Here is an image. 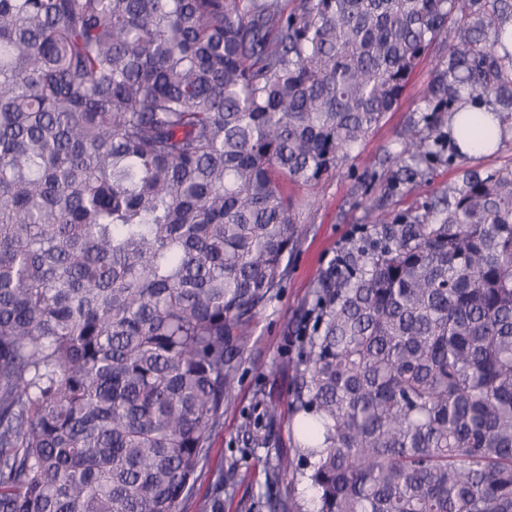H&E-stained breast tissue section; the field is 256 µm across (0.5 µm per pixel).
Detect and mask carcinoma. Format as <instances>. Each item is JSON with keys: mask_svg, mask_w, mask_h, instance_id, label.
Listing matches in <instances>:
<instances>
[{"mask_svg": "<svg viewBox=\"0 0 512 512\" xmlns=\"http://www.w3.org/2000/svg\"><path fill=\"white\" fill-rule=\"evenodd\" d=\"M0 0V512H179L246 329L336 172L446 42L418 174L512 115V0ZM318 285L288 406L316 512H512V169ZM277 478L284 454L265 461Z\"/></svg>", "mask_w": 512, "mask_h": 512, "instance_id": "1", "label": "carcinoma"}]
</instances>
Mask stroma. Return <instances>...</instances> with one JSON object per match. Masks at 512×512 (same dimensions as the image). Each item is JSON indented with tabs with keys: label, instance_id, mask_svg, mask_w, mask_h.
<instances>
[{
	"label": "stroma",
	"instance_id": "35a3bbf8",
	"mask_svg": "<svg viewBox=\"0 0 512 512\" xmlns=\"http://www.w3.org/2000/svg\"><path fill=\"white\" fill-rule=\"evenodd\" d=\"M443 45H433L412 74L398 109L388 113L378 130L359 148L358 156L339 173L318 185L293 187L302 201V239L288 263V273L271 301L257 314L249 338L241 350L234 403L225 407L222 425L210 436L206 459L180 504V512H210L219 503L220 512H269L276 498L290 500L293 512H315L313 489L301 475L272 479L264 464L267 448L251 444L244 436L245 421L262 422L266 405L276 404L279 417L270 430L269 446L286 452L296 464H303L304 451L298 446L296 419L288 398L296 386L289 360L297 359L301 340L297 334L306 312L314 305L313 290L335 265L337 257L372 227L364 208L382 204L397 215L414 213L424 201L440 196L457 183L464 169L485 171L512 166V132L487 157L435 163L427 183L412 190L388 191L387 184L396 164L398 134L409 119L420 116L424 97L436 76ZM380 164L375 178L364 175L367 160ZM236 465L239 479L222 487L221 478L229 465Z\"/></svg>",
	"mask_w": 512,
	"mask_h": 512
}]
</instances>
